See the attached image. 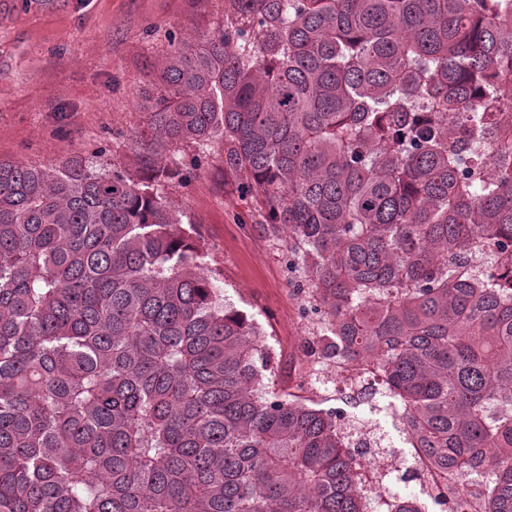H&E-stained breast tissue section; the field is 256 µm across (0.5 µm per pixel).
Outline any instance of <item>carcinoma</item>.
<instances>
[{
  "mask_svg": "<svg viewBox=\"0 0 512 512\" xmlns=\"http://www.w3.org/2000/svg\"><path fill=\"white\" fill-rule=\"evenodd\" d=\"M147 85L111 162L0 160V512H372L346 413L277 391L165 195L215 143L318 358L371 361L449 493L512 512V265L473 256L512 260V0H224Z\"/></svg>",
  "mask_w": 512,
  "mask_h": 512,
  "instance_id": "obj_1",
  "label": "carcinoma"
}]
</instances>
